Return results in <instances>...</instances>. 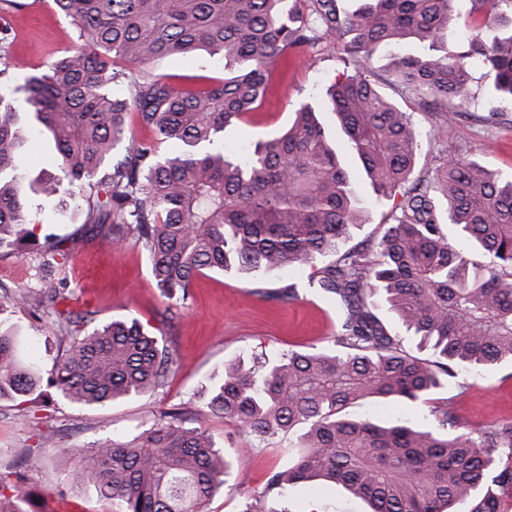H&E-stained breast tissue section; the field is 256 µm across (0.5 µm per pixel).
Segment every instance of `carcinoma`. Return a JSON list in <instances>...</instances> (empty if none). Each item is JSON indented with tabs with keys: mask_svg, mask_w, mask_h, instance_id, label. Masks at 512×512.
<instances>
[{
	"mask_svg": "<svg viewBox=\"0 0 512 512\" xmlns=\"http://www.w3.org/2000/svg\"><path fill=\"white\" fill-rule=\"evenodd\" d=\"M54 0L77 28L78 43L13 90L23 95L41 134L56 148L58 174L24 180L16 100L0 92V249L35 244L24 213L25 190L46 199L61 189L85 199V223L119 246L133 242L179 308L190 306L201 274L301 269L336 254L366 201L344 167L315 109L303 103L288 130L239 155L224 151V128L257 109L288 56L325 43L355 73L332 84L323 109L336 115L376 199L396 194L412 175L419 133L411 115L366 78L377 49L414 42L421 55L391 62L405 92L429 98L443 122L448 104L472 98V62L512 105V17L502 0H482L488 21L454 58L431 53L458 26L457 0ZM205 52L224 59V78L183 87L147 68ZM141 69L128 94L109 84ZM130 113L151 135L127 126ZM180 145L174 154L163 144ZM375 247L347 251L319 271L316 287L340 312L332 351H292L245 369L224 365L204 411L231 419L264 441L298 433L288 469L267 490L328 482L367 502L370 512H508L512 501V421L463 430L452 401L439 397L463 368L512 361V179L479 163L451 158L427 169L402 194ZM480 246L483 265L448 243L445 226ZM41 285L9 292L10 303L53 322L66 346L42 377L20 353L17 327L0 319V399L32 395L42 380L84 407L161 389L176 359L135 319L90 331L87 315L56 309L79 295L64 274L69 238L40 245ZM381 296L406 332L433 350L423 360L389 335L372 312ZM383 399L430 405L437 427L380 424L353 412ZM187 412L161 413L126 441L73 452V467L54 494L91 487L115 512H204L226 485L229 463ZM20 474L0 472V512H28Z\"/></svg>",
	"mask_w": 512,
	"mask_h": 512,
	"instance_id": "carcinoma-1",
	"label": "carcinoma"
}]
</instances>
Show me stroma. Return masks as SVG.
Wrapping results in <instances>:
<instances>
[{
  "instance_id": "obj_1",
  "label": "stroma",
  "mask_w": 512,
  "mask_h": 512,
  "mask_svg": "<svg viewBox=\"0 0 512 512\" xmlns=\"http://www.w3.org/2000/svg\"><path fill=\"white\" fill-rule=\"evenodd\" d=\"M5 24L10 56L18 67L10 72L6 86L21 84L70 48L76 38L71 19L47 7L46 0H29L28 7L0 16ZM386 51H378L368 76L380 90L411 113L420 130L419 162L415 177L426 173L429 163L439 159L467 157L502 176L512 175V107L499 106L487 80L474 86V96L461 108L455 123L444 124L418 104L413 95L400 94L389 79ZM152 73L175 76L180 84L197 85L209 77L223 76V66L208 55L190 59L166 58L155 63ZM338 55L314 49L305 62H293L288 79L276 82L261 106L247 118L224 131V148L240 151L243 146L280 133L291 122L295 110L307 102L319 108V120L338 148L346 143L332 113L322 111L327 86L350 75ZM28 207L36 234L45 230L74 240L72 262L67 269L70 288L81 294L80 308L87 311L91 326L111 321L138 320L159 343L173 350L176 365L166 385L158 392L112 404L88 408L55 396L50 407H35V419L20 417L15 402L0 401V470L21 465L35 493V512H112L110 502L90 489L74 490L66 500L53 492L68 466V452L103 439H124L149 428L161 412L172 408L198 410L207 391L223 376L224 364L240 361L244 366L276 360L289 351L330 350L336 334V305L311 282L317 266L301 270L284 268L262 275L209 272L198 276L190 308L173 310L172 302L157 286L146 253L129 244L115 246L103 237H92L84 227V202L79 196L61 193L46 201L29 195ZM393 207L386 200L369 208L360 224L351 226L339 248L347 251L375 245L385 230ZM39 259L34 251H0V286L21 291L38 283ZM295 285L298 296L289 300H267L260 289ZM13 320L20 328L23 354L50 371L61 354L59 340L50 322L31 321L23 312ZM458 382L467 384L464 395L448 388L461 421L475 430L512 421V363L508 361L478 372H460ZM364 414L379 421L403 420L434 426L427 406L375 400L363 406ZM201 425L224 451L231 464L229 484L236 490L218 494L206 512H245L257 505L264 512H367L368 506L351 498L338 486L300 483L284 495L267 492L271 473L287 469L285 439L257 442L243 435L235 422L206 415ZM52 436L55 448L39 449L37 434Z\"/></svg>"
}]
</instances>
